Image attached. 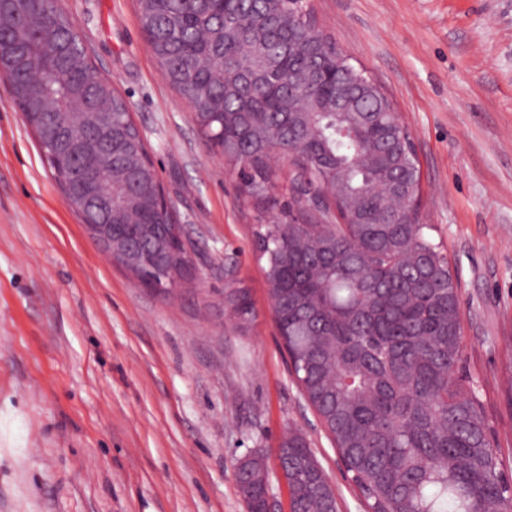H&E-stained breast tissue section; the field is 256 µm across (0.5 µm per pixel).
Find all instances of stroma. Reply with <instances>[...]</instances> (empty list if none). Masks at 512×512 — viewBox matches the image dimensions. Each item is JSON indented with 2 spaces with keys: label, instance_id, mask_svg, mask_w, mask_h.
Segmentation results:
<instances>
[{
  "label": "stroma",
  "instance_id": "stroma-1",
  "mask_svg": "<svg viewBox=\"0 0 512 512\" xmlns=\"http://www.w3.org/2000/svg\"><path fill=\"white\" fill-rule=\"evenodd\" d=\"M392 98L423 173L422 214L459 285L464 384L512 481V0H311ZM129 105L192 264L173 298L95 244L0 76V512H247L236 480L301 434L339 512H365L290 373L255 249L284 221L242 191L166 80L137 0H59ZM248 289L239 327L224 284Z\"/></svg>",
  "mask_w": 512,
  "mask_h": 512
}]
</instances>
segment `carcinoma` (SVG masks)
Listing matches in <instances>:
<instances>
[{"label":"carcinoma","instance_id":"1","mask_svg":"<svg viewBox=\"0 0 512 512\" xmlns=\"http://www.w3.org/2000/svg\"><path fill=\"white\" fill-rule=\"evenodd\" d=\"M138 2L166 79L257 204L274 205L271 146L288 152L291 221L261 226L258 250L302 392L371 512H512L484 403L457 376L458 282L426 234L420 164L401 147L410 132L392 101L355 83L361 68L338 64L321 28L288 30L289 0ZM0 72L40 146H54L48 160L84 223L122 222L130 210L142 224L175 223L157 202L155 169L134 186L118 178L144 142L61 10L21 19L0 7ZM76 101L114 113L125 134L73 130ZM224 304L238 323L253 320L232 279ZM280 459L296 512H337L303 437L289 434ZM265 472L259 454L240 468L251 512H267Z\"/></svg>","mask_w":512,"mask_h":512}]
</instances>
